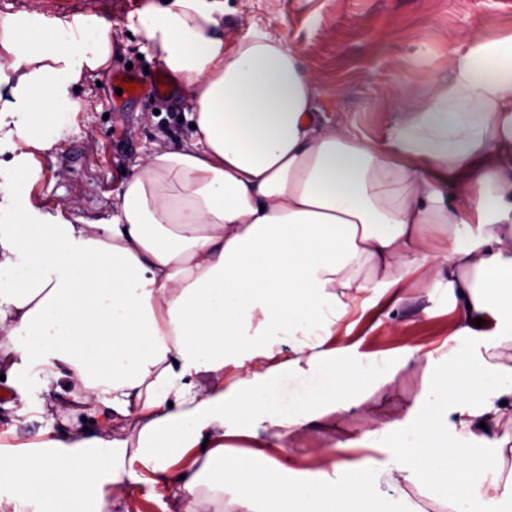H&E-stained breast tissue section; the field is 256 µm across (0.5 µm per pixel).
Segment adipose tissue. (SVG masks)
Listing matches in <instances>:
<instances>
[{"label": "adipose tissue", "instance_id": "ef3b65f1", "mask_svg": "<svg viewBox=\"0 0 512 512\" xmlns=\"http://www.w3.org/2000/svg\"><path fill=\"white\" fill-rule=\"evenodd\" d=\"M223 15L168 0L130 22L190 88L193 129L134 166L110 224L48 219L20 150L70 127L110 23L0 21V363L97 405L93 431L0 432V512H112L138 486L173 512H369L380 492L394 512H512V35L449 34L451 78L366 137L320 116L294 50L225 39ZM443 286L439 345L386 363L351 341L402 334L400 309L430 315ZM420 370L404 400L396 377Z\"/></svg>", "mask_w": 512, "mask_h": 512}]
</instances>
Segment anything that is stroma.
<instances>
[{
	"instance_id": "stroma-1",
	"label": "stroma",
	"mask_w": 512,
	"mask_h": 512,
	"mask_svg": "<svg viewBox=\"0 0 512 512\" xmlns=\"http://www.w3.org/2000/svg\"><path fill=\"white\" fill-rule=\"evenodd\" d=\"M224 37L232 40L257 27L281 38L318 74L315 104L336 122L370 137L380 135L392 113L414 101L398 97L406 79L425 92L448 78L453 57L448 35L479 40L512 34V0H223ZM98 17L111 21L113 55L108 68L86 72L75 99L81 110L69 132L49 150L29 147L34 206L74 224L111 219L113 198L132 167L158 143L188 138L184 117L192 99L177 81L170 94L113 96L109 70L131 69L141 79L161 71L152 45L128 28L120 0H104ZM411 335L429 341L447 335L453 319L447 288L437 291L431 317L407 311ZM16 425L20 439L91 421L43 390L37 371L0 380V426Z\"/></svg>"
}]
</instances>
